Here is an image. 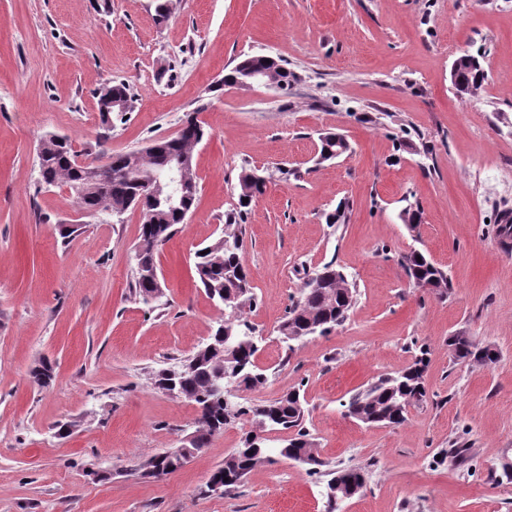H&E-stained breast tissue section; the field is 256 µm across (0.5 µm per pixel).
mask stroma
Instances as JSON below:
<instances>
[{"label":"stroma","instance_id":"1","mask_svg":"<svg viewBox=\"0 0 512 512\" xmlns=\"http://www.w3.org/2000/svg\"><path fill=\"white\" fill-rule=\"evenodd\" d=\"M172 3L160 24L154 0H0V512H326L327 483L350 467L365 468L367 487L336 512H512V484L489 477L512 459V246L497 233L512 192L486 183L512 165V0ZM465 52L487 73L470 95L450 80ZM243 54L282 60L288 89L219 87ZM117 80L136 99L104 140L99 93ZM193 113L211 132L194 153L198 202L160 251L162 297L146 303L130 288L139 212L86 217L68 187L35 191L37 148L55 132L96 155L138 150ZM327 132L352 151L318 167ZM248 165L272 181L248 211L244 253L267 381L243 397L300 387L324 465L313 476L285 459L261 465L219 495L207 481L241 425L175 473L140 466L196 429V406L151 377L223 316L192 257L220 236ZM340 205L345 223L327 224ZM410 205L413 227L399 218ZM63 224L79 228L67 242ZM413 249L447 272V296L408 283L397 259ZM330 261L355 279L357 302L341 326L287 349L285 311ZM459 331L497 362L453 363ZM423 345L428 397L402 425L343 416L342 402ZM42 361L46 388L29 377ZM456 443L471 449L465 464L444 455Z\"/></svg>","mask_w":512,"mask_h":512}]
</instances>
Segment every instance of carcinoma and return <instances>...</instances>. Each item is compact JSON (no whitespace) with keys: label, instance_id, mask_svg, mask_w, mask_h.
Returning <instances> with one entry per match:
<instances>
[{"label":"carcinoma","instance_id":"cac0c4a2","mask_svg":"<svg viewBox=\"0 0 512 512\" xmlns=\"http://www.w3.org/2000/svg\"><path fill=\"white\" fill-rule=\"evenodd\" d=\"M267 56L247 54L226 73L227 82L243 79L250 74L259 73L267 68ZM481 63L477 58L461 65L454 76L458 90L465 91L475 82ZM107 97L127 102L125 110L112 109L100 111L101 123L112 126V117L122 118L131 110L133 94L130 85L124 81L115 82L100 91L99 99ZM207 131L203 123L194 115L187 116L180 131L173 137L152 141L149 146L129 152L112 154L101 164L107 173L103 187L97 188L87 181L84 168L76 164L80 152L75 150L70 138L48 133L40 139L41 151L38 152L40 176L37 187L67 185L75 196L81 209H94L99 214L110 216L114 212H125L130 208L141 209L144 217L140 229V242L136 252L137 276L134 288L144 302H149L154 289L161 287L158 255L160 248L175 234L177 226L185 223L195 206L199 184L193 177L185 182L180 191L182 201L177 209L170 207L164 196L150 193V185L155 178L166 175L175 159L194 152L203 141ZM253 199L243 201L238 198V206L224 215V230L234 236L237 245L232 250L224 248V238L216 239L212 244L195 252V270L197 279L206 294L214 300L220 295H236L247 290L239 302L243 308L256 305L250 271L244 260L245 216ZM401 266L411 280L422 287L438 288L443 294L450 288L448 274L431 261L425 254L403 256ZM321 271L329 274L328 279L317 281L311 277L305 283L302 294L287 309L279 325V333L286 334L303 330L310 325L331 324L339 326L348 318L354 305L355 284L348 281L347 275L336 268L334 262L322 266ZM224 321L217 322L209 341L216 349L197 350L192 356L176 365L185 372L183 381L173 390L175 396L184 398L196 406L202 407V427L196 431V441L192 446L194 454L204 451L210 437L229 424L224 418V402L215 399L210 391L213 374L224 365L222 333ZM239 362L241 364L240 389L253 390L265 382L263 370L255 364L257 350L245 336L238 342ZM480 349L471 337L457 332L448 337V350L457 363H467L476 358ZM429 364L428 352L420 351L414 362L395 376L383 377L368 388L352 395L341 407L352 417L366 418L371 425L378 427H396L406 420L402 412L404 405L413 400L417 403L426 400L428 391H419L425 384V373ZM32 382L45 388L52 380L51 367L42 362L30 370ZM268 415L278 421V428L292 432L293 440L302 445L312 444L310 434L303 427L304 405L300 389H292L280 397L262 404H250L242 407L239 417H258ZM267 443L245 434L242 447L233 450V455L224 458V466L217 469L224 482V493L230 494L242 485L256 465L275 463V456L266 450ZM182 468L180 458L169 456L160 461L150 458L140 466L142 474L159 478Z\"/></svg>","mask_w":512,"mask_h":512}]
</instances>
